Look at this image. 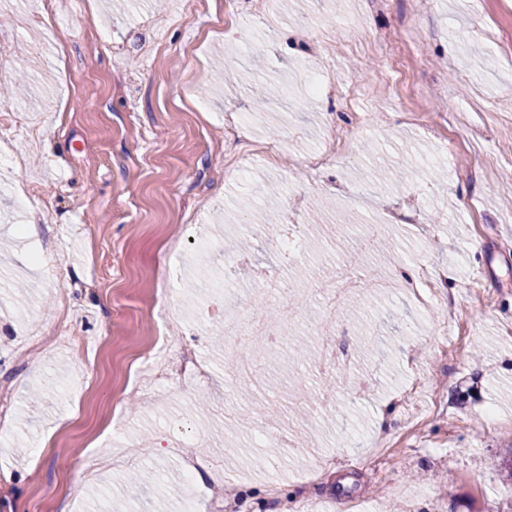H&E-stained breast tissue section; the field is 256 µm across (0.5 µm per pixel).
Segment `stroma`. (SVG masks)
I'll use <instances>...</instances> for the list:
<instances>
[{
  "label": "stroma",
  "mask_w": 512,
  "mask_h": 512,
  "mask_svg": "<svg viewBox=\"0 0 512 512\" xmlns=\"http://www.w3.org/2000/svg\"><path fill=\"white\" fill-rule=\"evenodd\" d=\"M0 87L28 85L0 129V512H512V177L486 179L482 155L512 168V0H0ZM311 96L258 107L254 75ZM242 129L224 137L225 119ZM415 161L394 184L367 170ZM38 188L48 208L19 207ZM292 211H285V204ZM386 223L372 250L337 236L347 216ZM318 225L288 282L382 280L301 323L262 356L305 339L308 395H283L270 457L249 414L258 380L224 371L213 330L190 335L224 282V306L256 301L254 273L283 265L248 224ZM194 223L235 267L202 273L198 250L166 255ZM35 224L37 235L22 234ZM175 270L165 332L195 348L211 386L172 396L153 344V276ZM484 277L474 280V268ZM331 324L350 370L320 375L314 324ZM111 325L112 340L99 345ZM380 341L377 353L363 347ZM56 400L34 399L45 375ZM334 406L322 409L323 399ZM183 431L218 466L184 481L157 438ZM138 453L115 466L107 448Z\"/></svg>",
  "instance_id": "35a3bbf8"
}]
</instances>
